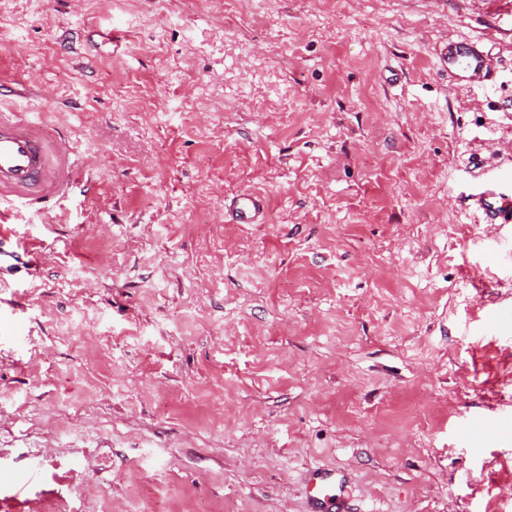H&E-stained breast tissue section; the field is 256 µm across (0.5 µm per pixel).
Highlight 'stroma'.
Segmentation results:
<instances>
[{"instance_id":"obj_1","label":"stroma","mask_w":512,"mask_h":512,"mask_svg":"<svg viewBox=\"0 0 512 512\" xmlns=\"http://www.w3.org/2000/svg\"><path fill=\"white\" fill-rule=\"evenodd\" d=\"M1 112L96 164L0 203V512H512V0H0ZM440 62L454 78L453 88L467 90L492 79L486 56L475 43L461 40L448 43L440 52ZM474 197L489 212L490 226L500 227L497 219L512 216V173L501 171L491 175ZM259 199L249 192H240L231 199L230 210L237 224H255L260 214ZM310 497L311 512H324L327 506L336 503L339 508L342 480H337L336 475L331 472H316L310 476Z\"/></svg>"}]
</instances>
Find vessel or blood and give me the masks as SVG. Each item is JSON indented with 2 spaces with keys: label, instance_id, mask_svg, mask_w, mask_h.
Here are the masks:
<instances>
[{
  "label": "vessel or blood",
  "instance_id": "vessel-or-blood-1",
  "mask_svg": "<svg viewBox=\"0 0 512 512\" xmlns=\"http://www.w3.org/2000/svg\"><path fill=\"white\" fill-rule=\"evenodd\" d=\"M440 62L454 78V89L466 90L491 80L486 56L475 43L461 40L448 43L440 52ZM72 147L68 142L48 137L34 122L14 112L0 113V197L14 196L27 203L37 187L49 192L63 191L69 178ZM490 220L512 216V173L491 175L476 196ZM230 210L236 223H256L260 204L256 196L241 192L231 199ZM311 512H324L339 502L343 484L334 473L316 472L310 476Z\"/></svg>",
  "mask_w": 512,
  "mask_h": 512
}]
</instances>
